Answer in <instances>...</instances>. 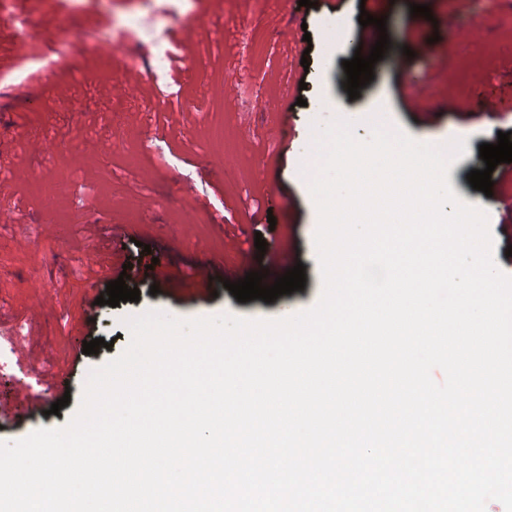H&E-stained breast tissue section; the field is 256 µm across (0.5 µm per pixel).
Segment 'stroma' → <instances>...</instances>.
Returning a JSON list of instances; mask_svg holds the SVG:
<instances>
[{"instance_id":"35a3bbf8","label":"stroma","mask_w":512,"mask_h":512,"mask_svg":"<svg viewBox=\"0 0 512 512\" xmlns=\"http://www.w3.org/2000/svg\"><path fill=\"white\" fill-rule=\"evenodd\" d=\"M423 2L431 18L411 16L410 0L365 9L360 0L311 8L298 0H10L11 14L31 22L34 43L22 48L16 28L0 19V324L28 335L19 369L35 368L51 383L66 378L70 403L56 415L4 423L0 442L63 426L89 372L126 348L127 317L156 309L185 320H261L319 301L318 218L295 151L313 124L344 117L365 139L378 113L430 144L495 99L499 117L473 124L468 153L449 172L460 198L476 197L466 176L485 167L480 145L512 131V0ZM364 10L386 17L390 47L352 99L342 63L379 38L375 26L360 25ZM132 16L153 19L155 45L118 46ZM424 42L437 66L420 55ZM414 83L424 92L410 100ZM189 186L198 199H186ZM19 216L29 239L11 228ZM258 234L267 253L304 264L303 290L270 303L239 302L220 283L200 297L147 294L140 272L167 240L179 246L170 271L184 280L198 257L244 259L261 271ZM116 252L134 270L139 301L88 307V279L98 278L96 292L105 294ZM95 338L111 348L84 354Z\"/></svg>"}]
</instances>
